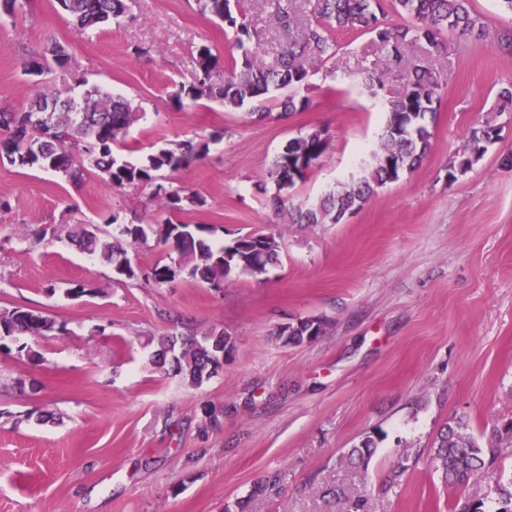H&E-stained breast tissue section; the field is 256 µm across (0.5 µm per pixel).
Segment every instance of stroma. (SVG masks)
<instances>
[{
  "mask_svg": "<svg viewBox=\"0 0 512 512\" xmlns=\"http://www.w3.org/2000/svg\"><path fill=\"white\" fill-rule=\"evenodd\" d=\"M0 15V107L23 108L34 90L23 64L62 45L76 76L132 98L140 118L121 155L210 141L202 160L164 171L166 186L201 195L179 218L229 242L275 232L279 261L259 278L217 289L182 274L161 288L116 280L110 265L68 237L79 225L113 232L163 216L150 186L109 187L95 172L71 181L0 163V308L26 306L56 321L33 341L35 361L0 353V512H457L475 497L498 512L496 486L512 485V54L491 33L512 29L498 0H470L489 36L444 33L440 47L408 45L448 82L439 91L431 147L412 172L386 184L337 224H285L269 205L267 171L293 137L322 128L330 147L290 194L314 205L369 161L401 92L374 38L332 30L335 55L299 90L305 109L268 115L200 100L176 107L192 83L196 49L227 56L233 32L200 0H128L121 24L77 34L56 0H20ZM317 0H232L253 43L274 59ZM389 72L384 96L362 92V69ZM335 78H328V71ZM498 127L469 170L449 178L472 128ZM90 294L66 297L72 283ZM317 318L312 342L276 339L277 326ZM235 339L201 386L161 371L150 338L164 332ZM469 423L499 449L489 477L445 483L429 458L443 426ZM381 441L367 468L343 460L368 435ZM400 487L382 486L399 465ZM278 475L276 487L253 486Z\"/></svg>",
  "mask_w": 512,
  "mask_h": 512,
  "instance_id": "obj_1",
  "label": "stroma"
}]
</instances>
